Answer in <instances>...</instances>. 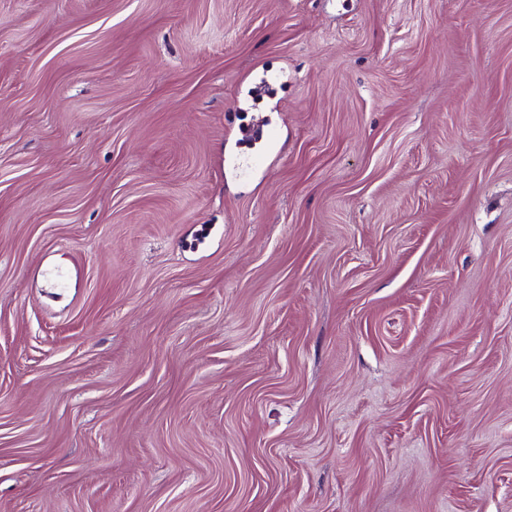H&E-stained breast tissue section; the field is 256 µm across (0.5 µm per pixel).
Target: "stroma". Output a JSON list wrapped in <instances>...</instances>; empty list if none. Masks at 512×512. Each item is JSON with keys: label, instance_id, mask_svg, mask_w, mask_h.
I'll return each mask as SVG.
<instances>
[{"label": "stroma", "instance_id": "obj_1", "mask_svg": "<svg viewBox=\"0 0 512 512\" xmlns=\"http://www.w3.org/2000/svg\"><path fill=\"white\" fill-rule=\"evenodd\" d=\"M0 512H512V0H0Z\"/></svg>", "mask_w": 512, "mask_h": 512}]
</instances>
